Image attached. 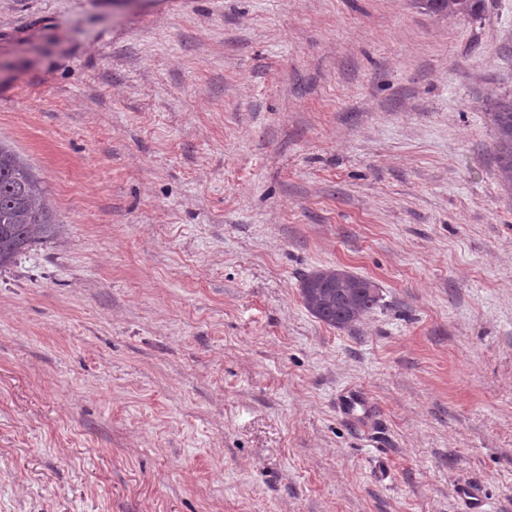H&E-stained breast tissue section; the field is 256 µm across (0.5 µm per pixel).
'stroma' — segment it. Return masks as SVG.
Listing matches in <instances>:
<instances>
[{
  "mask_svg": "<svg viewBox=\"0 0 512 512\" xmlns=\"http://www.w3.org/2000/svg\"><path fill=\"white\" fill-rule=\"evenodd\" d=\"M503 94L512 0H0L60 225L0 271V512H512ZM483 0H422V7L436 15H448V17H473L476 16L482 6ZM486 106L496 130V163L505 185L512 190V95L491 97ZM299 291L305 308L315 318L338 329L359 321L378 297L371 280L339 268L310 271L301 279Z\"/></svg>",
  "mask_w": 512,
  "mask_h": 512,
  "instance_id": "35a3bbf8",
  "label": "stroma"
}]
</instances>
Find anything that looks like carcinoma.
<instances>
[{"label": "carcinoma", "mask_w": 512, "mask_h": 512, "mask_svg": "<svg viewBox=\"0 0 512 512\" xmlns=\"http://www.w3.org/2000/svg\"><path fill=\"white\" fill-rule=\"evenodd\" d=\"M483 0H421L436 15L473 17ZM497 136L496 163L505 185L512 188V95L487 101ZM57 223L40 180L29 164L10 146L0 142V270L12 265L35 245L54 238ZM305 308L320 321L346 329L375 306L374 283L343 269H316L299 284Z\"/></svg>", "instance_id": "obj_1"}]
</instances>
